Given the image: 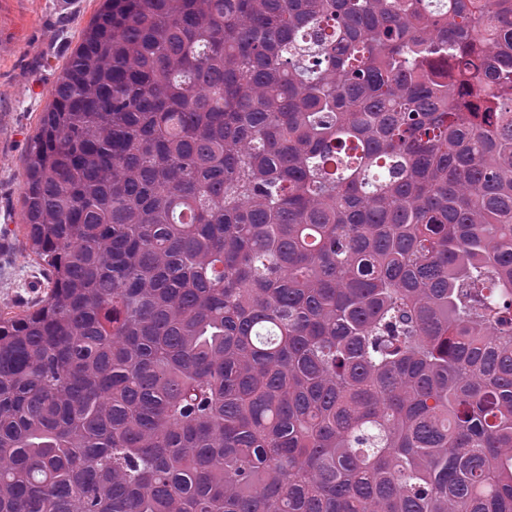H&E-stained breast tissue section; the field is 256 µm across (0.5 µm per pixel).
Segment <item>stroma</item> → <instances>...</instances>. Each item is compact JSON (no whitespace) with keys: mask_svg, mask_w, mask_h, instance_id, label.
Listing matches in <instances>:
<instances>
[{"mask_svg":"<svg viewBox=\"0 0 512 512\" xmlns=\"http://www.w3.org/2000/svg\"><path fill=\"white\" fill-rule=\"evenodd\" d=\"M101 0H0V310L39 295L20 228L24 166L38 121Z\"/></svg>","mask_w":512,"mask_h":512,"instance_id":"35a3bbf8","label":"stroma"}]
</instances>
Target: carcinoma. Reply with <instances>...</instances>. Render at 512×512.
<instances>
[{"instance_id": "1", "label": "carcinoma", "mask_w": 512, "mask_h": 512, "mask_svg": "<svg viewBox=\"0 0 512 512\" xmlns=\"http://www.w3.org/2000/svg\"><path fill=\"white\" fill-rule=\"evenodd\" d=\"M0 311V512H512V0H104Z\"/></svg>"}]
</instances>
